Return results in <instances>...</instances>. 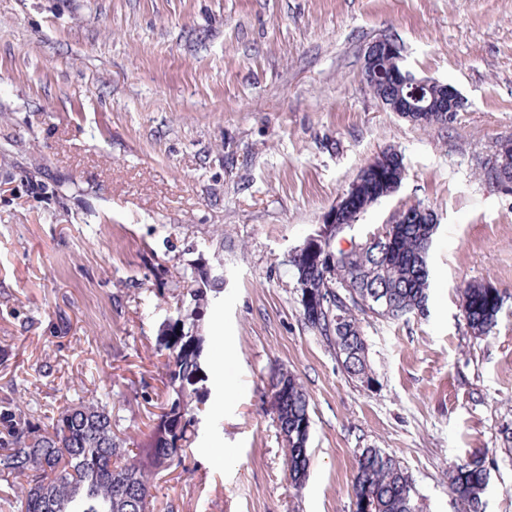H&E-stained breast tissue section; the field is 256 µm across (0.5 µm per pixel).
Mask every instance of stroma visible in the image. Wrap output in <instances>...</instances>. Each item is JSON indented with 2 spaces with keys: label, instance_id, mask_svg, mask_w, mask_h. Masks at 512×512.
<instances>
[{
  "label": "stroma",
  "instance_id": "obj_1",
  "mask_svg": "<svg viewBox=\"0 0 512 512\" xmlns=\"http://www.w3.org/2000/svg\"><path fill=\"white\" fill-rule=\"evenodd\" d=\"M383 37L464 108L426 128L388 111L363 72ZM508 141L512 0H0V401L52 416L111 394L137 448L204 265L224 279L198 327L207 416L153 477L155 512H352L363 448L401 461L421 512H458L448 469L474 460L486 512H512V191L486 177ZM387 149L403 181L336 246L417 204L438 228L425 311L360 318L370 389L305 325L284 260ZM474 280L503 298L479 339ZM278 368L310 396L299 488L261 402ZM485 282H472L460 291V307L471 333L478 337L488 334L497 324L502 309L498 290L492 294L488 288H495Z\"/></svg>",
  "mask_w": 512,
  "mask_h": 512
}]
</instances>
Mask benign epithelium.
<instances>
[{
    "mask_svg": "<svg viewBox=\"0 0 512 512\" xmlns=\"http://www.w3.org/2000/svg\"><path fill=\"white\" fill-rule=\"evenodd\" d=\"M400 52L398 44L392 39L374 41L368 45L364 52V75L367 83L374 87H381L386 94V108L401 116L411 112H436L441 118H450L451 115L464 107V99L453 86L449 85L445 91L426 96L425 90L433 85L428 79H418L398 64ZM404 175L390 176L379 167H364L359 172V182L372 186L391 183L399 186ZM362 199L352 191L344 192L335 207L328 212L324 223L333 224L336 213L345 210L353 217L362 213Z\"/></svg>",
    "mask_w": 512,
    "mask_h": 512,
    "instance_id": "benign-epithelium-1",
    "label": "benign epithelium"
}]
</instances>
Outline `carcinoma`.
Listing matches in <instances>:
<instances>
[{
	"label": "carcinoma",
	"instance_id": "cac0c4a2",
	"mask_svg": "<svg viewBox=\"0 0 512 512\" xmlns=\"http://www.w3.org/2000/svg\"><path fill=\"white\" fill-rule=\"evenodd\" d=\"M370 164L395 170L403 167L402 159L391 151L377 155ZM395 221L398 235L390 251L380 245L364 252L334 248L330 265L307 252H297L290 262L296 282L308 286L314 298L312 302L301 300L310 327L329 330L332 311L320 303V295L335 287L348 295L349 306L343 309L340 327L329 342L343 370L362 384L368 379L369 367L358 314L396 321L424 308L428 300L427 255L436 232L434 215L411 207ZM193 278L194 307L180 314L165 332L168 393L142 448L146 463L125 459L127 449L112 430V409L107 403L79 401L47 423L40 416L7 407L0 411V474L25 478V483L11 485L3 496L11 509L153 512L152 470L181 465L198 424L189 397L204 379L202 338L185 325L188 320L196 325L207 290L217 287L219 280L213 275L205 277L200 267L194 268ZM460 307L471 333L484 336L498 322L502 299L484 283L472 282L460 291ZM280 384L285 392L271 402V408L276 412L281 445L287 449L288 471L296 483L309 468L305 433L311 427L309 396L299 378L287 370L272 377L269 387ZM360 455L366 459H357L353 478L356 512H419L412 495V474L396 457L380 448H363ZM449 480L460 512H485L487 472L481 462L455 465Z\"/></svg>",
	"mask_w": 512,
	"mask_h": 512
}]
</instances>
